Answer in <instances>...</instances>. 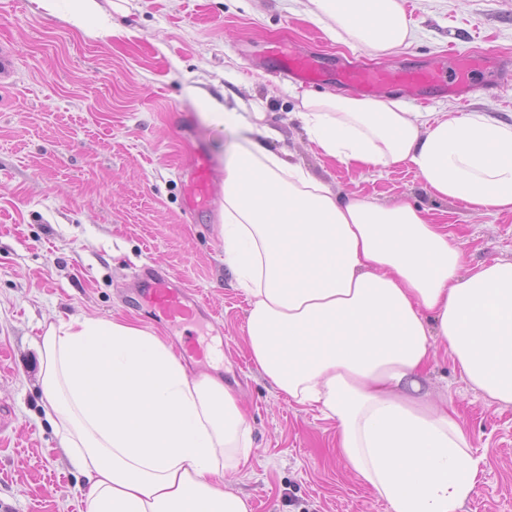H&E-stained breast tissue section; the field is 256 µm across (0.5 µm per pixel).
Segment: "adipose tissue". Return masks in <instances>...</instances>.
I'll return each instance as SVG.
<instances>
[{"mask_svg": "<svg viewBox=\"0 0 512 512\" xmlns=\"http://www.w3.org/2000/svg\"><path fill=\"white\" fill-rule=\"evenodd\" d=\"M334 40L391 56L414 30L401 0H309ZM295 108L325 157L412 164L437 198L512 213V125L411 112L396 98L306 91ZM235 127L215 230L249 300L252 360L290 400L336 420L347 465L392 512H462L479 470L447 404L422 384L444 345L489 404L512 406V261L466 267L443 225L409 202L335 193L270 150L273 129L205 99ZM44 411L84 476L87 512H251L219 486L253 451L235 392L191 377L138 323H46Z\"/></svg>", "mask_w": 512, "mask_h": 512, "instance_id": "adipose-tissue-1", "label": "adipose tissue"}]
</instances>
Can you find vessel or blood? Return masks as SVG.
I'll use <instances>...</instances> for the list:
<instances>
[{
    "mask_svg": "<svg viewBox=\"0 0 512 512\" xmlns=\"http://www.w3.org/2000/svg\"><path fill=\"white\" fill-rule=\"evenodd\" d=\"M267 57L288 76L306 84L321 85L332 80L367 96L396 90L413 100L441 94L462 103L474 89L470 80L472 72L491 73L505 63L503 57L495 54L460 53L447 64L435 62L425 66L380 69L348 63L336 67L324 58L289 49L281 43L273 44ZM211 194V164L206 154L200 151L186 186L189 207L207 209ZM134 278L138 284L136 301L154 319L180 328L201 321L205 300L198 292L185 288L169 270L146 264Z\"/></svg>",
    "mask_w": 512,
    "mask_h": 512,
    "instance_id": "obj_1",
    "label": "vessel or blood"
}]
</instances>
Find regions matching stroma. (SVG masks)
<instances>
[{"label":"stroma","instance_id":"35a3bbf8","mask_svg":"<svg viewBox=\"0 0 512 512\" xmlns=\"http://www.w3.org/2000/svg\"><path fill=\"white\" fill-rule=\"evenodd\" d=\"M73 5L56 0L48 15L30 0H0V47L12 56L0 73V512H82V477L57 449L42 407V326L125 318L176 343L180 330L151 323L124 298L146 263L172 269L219 312L217 323L197 329L219 359L187 368L228 381L240 398L254 451L236 488L252 512H390L340 457L336 421L291 402L250 358L249 303L213 231L219 204L193 214L184 198L194 149L207 151L217 185L237 140L201 118L199 100L263 113L281 134L273 149H286L332 190L426 210L447 225L467 266L511 261L512 213L436 200L404 165L364 174L318 154L292 114L295 81L265 55L285 41L338 63L398 68L452 49L491 51L509 60L490 75L493 93L463 105L434 95L407 106L512 124V0H403L415 38L376 60L311 22L308 0H130L112 15L114 36L67 23ZM427 377L482 460L463 512H512V406L489 405L445 349Z\"/></svg>","mask_w":512,"mask_h":512}]
</instances>
